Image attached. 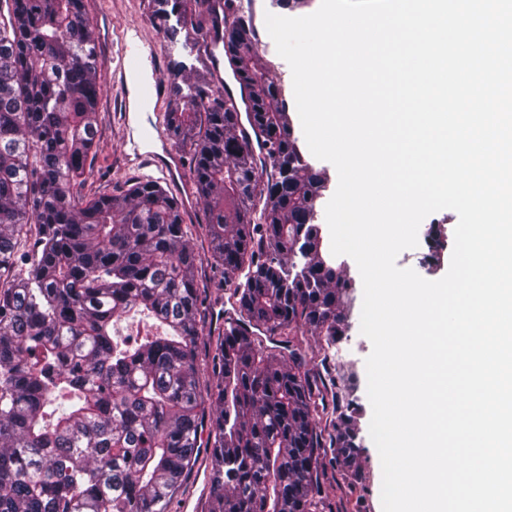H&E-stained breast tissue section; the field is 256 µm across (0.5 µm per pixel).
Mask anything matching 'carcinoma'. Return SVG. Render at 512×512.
Masks as SVG:
<instances>
[{
  "label": "carcinoma",
  "mask_w": 512,
  "mask_h": 512,
  "mask_svg": "<svg viewBox=\"0 0 512 512\" xmlns=\"http://www.w3.org/2000/svg\"><path fill=\"white\" fill-rule=\"evenodd\" d=\"M175 37L184 0H151ZM176 24H169L171 17ZM224 61L249 99L180 65L164 113L186 154L208 259L236 313L207 342L203 258L179 200L131 179L83 198L102 96L84 0H0V512H169L208 430L207 512H324L321 473L357 467L361 411L327 408L288 337L334 346L356 288L317 224L324 178L291 132L255 21L224 0ZM150 320L134 346L114 325Z\"/></svg>",
  "instance_id": "obj_1"
}]
</instances>
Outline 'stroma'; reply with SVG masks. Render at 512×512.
<instances>
[{"mask_svg": "<svg viewBox=\"0 0 512 512\" xmlns=\"http://www.w3.org/2000/svg\"><path fill=\"white\" fill-rule=\"evenodd\" d=\"M243 10L249 11L259 28L258 48L270 67V76L280 86L289 106L293 128L301 123L294 106L292 73L288 63L278 55L275 44L266 35L263 26L265 16L277 13L274 0H237ZM86 10L93 25L98 43L100 77L103 96L98 110V137L95 154L86 169L83 193H108L130 179L144 177L145 172L131 167L125 156L126 130L123 124V98L121 90L111 85L110 74L119 58L121 35L125 29L138 30L145 38L155 42L157 47V71L162 81V108L170 110L178 101L174 79L170 69L175 62L194 67L197 74L214 79L215 61L223 57L221 46L196 43L195 39L177 36L174 38L160 30L153 14L150 0H86ZM446 222L448 229H455L458 216L455 211L444 209L426 217L427 225ZM425 229L419 230V244L416 248L402 251L396 264L401 268L415 270L421 277L437 280L443 277L448 261H428L429 243ZM200 292L215 301V309L209 310L204 320V330L210 336H218L224 329V314L221 303L225 295L224 278L210 262H203L198 271ZM363 300L362 288H355L347 306L349 331L337 342L342 350L340 358L331 359L333 372L356 373L357 383L349 392L355 406L361 407L363 415L358 423L360 442L359 471L354 478H347L341 472L329 468L324 472L326 512H382L381 486L382 467L378 451L370 437L369 426L372 407L367 395V374L365 360L372 350L370 340L360 331V315ZM211 455L208 449H201L195 465L182 487L173 497V506H180L183 500H190L188 512H206L209 499Z\"/></svg>", "mask_w": 512, "mask_h": 512, "instance_id": "1", "label": "stroma"}]
</instances>
